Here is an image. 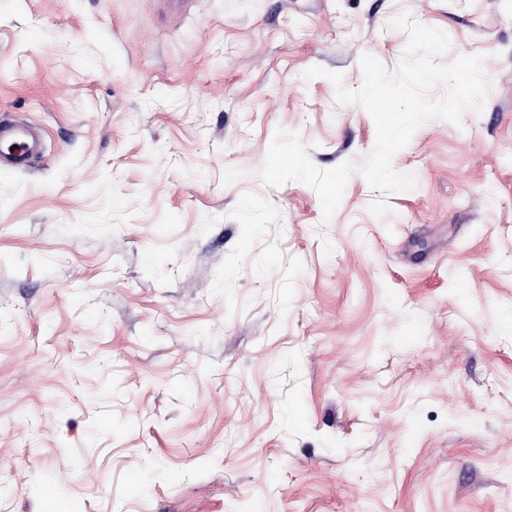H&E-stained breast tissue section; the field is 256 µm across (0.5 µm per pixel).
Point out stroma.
<instances>
[{"label":"stroma","instance_id":"obj_1","mask_svg":"<svg viewBox=\"0 0 512 512\" xmlns=\"http://www.w3.org/2000/svg\"><path fill=\"white\" fill-rule=\"evenodd\" d=\"M408 13L482 112L353 173L331 219L276 129L362 164L314 66L395 69ZM0 512H512V0H0ZM33 136L32 128L23 123H0V172L26 166L29 150L25 138Z\"/></svg>","mask_w":512,"mask_h":512}]
</instances>
